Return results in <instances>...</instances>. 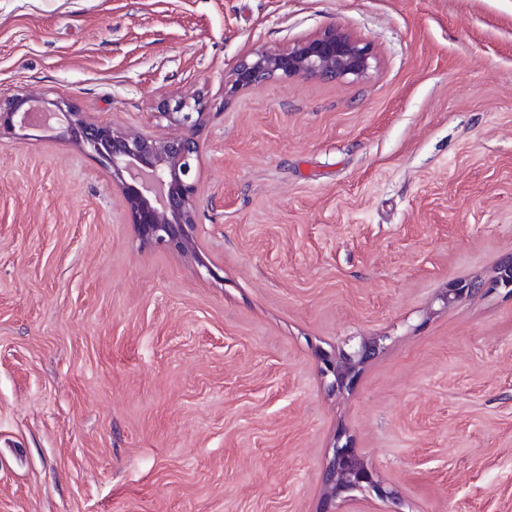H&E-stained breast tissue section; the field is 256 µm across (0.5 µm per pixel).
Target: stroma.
Instances as JSON below:
<instances>
[{
    "mask_svg": "<svg viewBox=\"0 0 512 512\" xmlns=\"http://www.w3.org/2000/svg\"><path fill=\"white\" fill-rule=\"evenodd\" d=\"M331 26L361 79L231 92ZM20 91L132 131L203 98L206 265L57 130L0 143V512H318L340 435L394 496L338 512H512V289L444 302L512 256V0H0ZM379 339L355 337L343 348L333 353H323L321 356V374L325 379H330L327 387L332 393H341L349 386L360 365L375 355L379 348Z\"/></svg>",
    "mask_w": 512,
    "mask_h": 512,
    "instance_id": "1",
    "label": "stroma"
}]
</instances>
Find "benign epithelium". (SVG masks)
Returning a JSON list of instances; mask_svg holds the SVG:
<instances>
[{"label": "benign epithelium", "instance_id": "benign-epithelium-1", "mask_svg": "<svg viewBox=\"0 0 512 512\" xmlns=\"http://www.w3.org/2000/svg\"><path fill=\"white\" fill-rule=\"evenodd\" d=\"M374 57L370 43L336 27L309 38L288 51H257L236 63L231 89L247 90L276 76L346 79L361 78ZM61 124L84 152L112 169V180L120 189L127 223L144 246L175 251L195 261L211 276L216 273L200 260L197 239L198 178L201 147L189 134L204 116L206 104L199 98L159 104L160 116L183 129L179 135L129 131L110 123H98L79 112L68 101L35 100L28 93L0 99V141L13 139L16 128L30 124L32 108ZM512 261L499 265L488 280L475 279L448 289L446 302L480 293L485 288H511ZM376 339H350L347 347L321 356V374L328 390L341 393L349 386L360 365L375 355ZM324 492L320 512H336V501L350 499L356 491L374 490L381 498L393 497L374 477L364 458L349 443L335 442L329 448L323 473Z\"/></svg>", "mask_w": 512, "mask_h": 512}]
</instances>
